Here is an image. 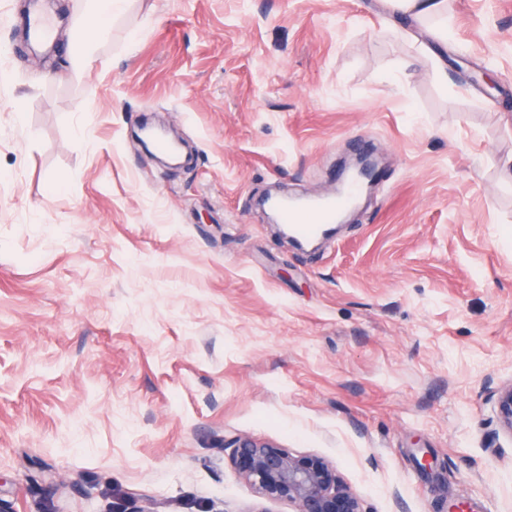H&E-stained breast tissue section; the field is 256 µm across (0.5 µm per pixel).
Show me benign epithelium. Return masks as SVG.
I'll list each match as a JSON object with an SVG mask.
<instances>
[{
	"instance_id": "1",
	"label": "benign epithelium",
	"mask_w": 512,
	"mask_h": 512,
	"mask_svg": "<svg viewBox=\"0 0 512 512\" xmlns=\"http://www.w3.org/2000/svg\"><path fill=\"white\" fill-rule=\"evenodd\" d=\"M498 418L512 433V386L498 395ZM240 476L264 499L288 500L298 512H363L357 495L324 458L293 455L248 437L224 442Z\"/></svg>"
}]
</instances>
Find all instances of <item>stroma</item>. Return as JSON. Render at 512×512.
I'll list each match as a JSON object with an SVG mask.
<instances>
[{"instance_id":"35a3bbf8","label":"stroma","mask_w":512,"mask_h":512,"mask_svg":"<svg viewBox=\"0 0 512 512\" xmlns=\"http://www.w3.org/2000/svg\"><path fill=\"white\" fill-rule=\"evenodd\" d=\"M0 0V499L297 512L226 440L325 458L363 512H512V0H132L75 73ZM183 143L165 167L141 122ZM377 176L315 249L264 195ZM434 459L439 479L416 457ZM390 9L409 14L419 21L444 18L448 9L447 0H386Z\"/></svg>"}]
</instances>
